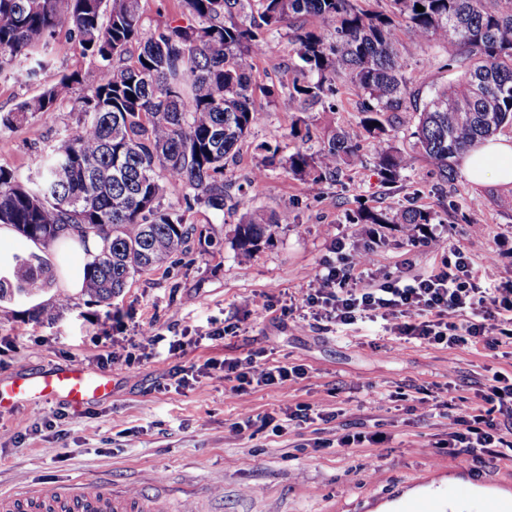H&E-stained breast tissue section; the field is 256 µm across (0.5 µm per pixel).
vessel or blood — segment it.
I'll use <instances>...</instances> for the list:
<instances>
[{
	"instance_id": "obj_1",
	"label": "vessel or blood",
	"mask_w": 512,
	"mask_h": 512,
	"mask_svg": "<svg viewBox=\"0 0 512 512\" xmlns=\"http://www.w3.org/2000/svg\"><path fill=\"white\" fill-rule=\"evenodd\" d=\"M111 391V375L65 366L0 381V409L62 398L78 411ZM0 512H169V506L158 496L131 500L105 488L92 490L77 483L65 487L52 483L42 486L34 496L15 494L1 498Z\"/></svg>"
}]
</instances>
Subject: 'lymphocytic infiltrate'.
Segmentation results:
<instances>
[{
  "instance_id": "f902f5d3",
  "label": "lymphocytic infiltrate",
  "mask_w": 512,
  "mask_h": 512,
  "mask_svg": "<svg viewBox=\"0 0 512 512\" xmlns=\"http://www.w3.org/2000/svg\"><path fill=\"white\" fill-rule=\"evenodd\" d=\"M336 249L335 262L312 276L301 302L284 306L282 315L306 310L334 326L391 319L399 337L428 344L512 345V281L493 289L481 287L472 275V260L462 249L443 257L438 270L414 277L388 275L376 288L361 285L371 266L367 253H347L341 242ZM222 369L233 374L240 392L302 373L301 368L263 362L253 354L224 362ZM487 400L489 410L449 425L448 454L458 462L470 463L480 453H512V440L504 436L512 429V385Z\"/></svg>"
}]
</instances>
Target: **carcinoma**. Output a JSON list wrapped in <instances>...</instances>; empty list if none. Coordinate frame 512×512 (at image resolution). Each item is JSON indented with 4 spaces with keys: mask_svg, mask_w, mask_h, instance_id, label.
I'll list each match as a JSON object with an SVG mask.
<instances>
[{
    "mask_svg": "<svg viewBox=\"0 0 512 512\" xmlns=\"http://www.w3.org/2000/svg\"><path fill=\"white\" fill-rule=\"evenodd\" d=\"M192 25L147 32L141 0H0V75L31 79L49 61L57 29L68 26L83 55L97 67L81 98L80 117L61 144L23 178L0 167V224L48 247L67 227L102 238L106 247L88 266L84 294L111 304L137 274L162 267L186 243L185 214L196 206L224 213L230 186L224 170L258 120L250 76L283 28L292 30V77L261 88L268 102L290 112L303 103L336 111V74L362 97L357 131L330 127L321 146H302L278 157L266 153L254 181L279 160L311 186L333 183L360 162L361 142H384L387 112L411 105L406 57L396 47L405 25L418 42L446 50V66L461 72L417 113L413 138L434 167L439 184L455 180V165L471 148L512 127V0H390L387 13H369L357 0H180ZM424 11L419 12L416 5ZM317 20L321 29L304 26ZM81 83L77 71L61 75L39 95L0 113V132L53 111ZM383 183L411 168L407 153L389 145L376 151ZM184 190L177 205L162 202L165 185ZM426 209L360 211L356 224L432 223ZM281 219L258 210L239 218L234 244L242 260L275 233ZM53 270L39 255L18 259L14 280H0V302L16 293L47 291ZM72 298L60 294L38 315L52 321Z\"/></svg>",
    "mask_w": 512,
    "mask_h": 512,
    "instance_id": "carcinoma-1",
    "label": "carcinoma"
}]
</instances>
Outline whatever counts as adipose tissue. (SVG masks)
<instances>
[{"instance_id":"obj_1","label":"adipose tissue","mask_w":512,"mask_h":512,"mask_svg":"<svg viewBox=\"0 0 512 512\" xmlns=\"http://www.w3.org/2000/svg\"><path fill=\"white\" fill-rule=\"evenodd\" d=\"M462 171L466 179L474 185L493 183L512 187V138H497L475 146L462 158ZM65 250L54 253V260L61 269L60 286L70 295L81 293L83 288V266L90 263L101 252L104 242L100 237L88 236L80 239L76 231L67 229L61 235ZM77 250L81 257L80 266H71L67 249Z\"/></svg>"}]
</instances>
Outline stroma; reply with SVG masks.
Masks as SVG:
<instances>
[{
    "label": "stroma",
    "mask_w": 512,
    "mask_h": 512,
    "mask_svg": "<svg viewBox=\"0 0 512 512\" xmlns=\"http://www.w3.org/2000/svg\"><path fill=\"white\" fill-rule=\"evenodd\" d=\"M398 40L417 102L457 83L459 72L446 67V54L434 42L415 43L404 28ZM47 52L50 66L37 81L0 76V112H7L62 74L82 75L72 98L54 112L0 134V167L23 176L35 173L75 125L78 99L96 78L95 63L67 30ZM290 58L288 40L275 39L256 62L254 82L288 78ZM336 86L335 111L317 105L300 115L313 135L329 125L350 129L361 117L360 98L347 79L337 76ZM257 106L260 119L226 170L235 185L261 162L258 143H279L287 153L297 146L289 131L300 116L262 97ZM416 122L414 112L404 113L394 131V145L414 160L391 185L374 167L377 146L370 140L361 144L363 164L317 190L270 167L249 196L253 207L282 222L250 261H240L233 246L236 217L200 207L186 215L195 227L186 249L162 268L136 275L111 306L78 295L55 321L45 322L22 296L1 302L0 379L77 364L111 374L113 388L81 412L63 400L0 411V496L79 480L132 497L165 495L171 512L191 504L198 512H377L407 489H427L457 474L444 447L448 424L485 408L480 393L494 378L512 382V346L404 342L391 339L379 321L328 327L279 310L302 298L309 276L335 260L340 239L347 250L371 251L378 275L405 268L428 273L458 247L472 257L481 285L512 279V215L495 207L496 186L472 185L460 173L437 190L431 165L415 154ZM409 204L432 212L437 240L431 246L414 243L397 224L353 221L363 208ZM265 292L273 295L274 309L254 306ZM145 326L156 338L139 363L127 366L124 357L140 344ZM182 334L197 343L179 355L169 344ZM111 350L118 354L112 361L106 358ZM259 351L271 363L302 368V375L239 393L211 368ZM182 366L193 368L194 378L179 389L174 376ZM287 403L312 405L323 417L275 436L260 418L279 415ZM357 432L385 440L337 450L339 436ZM467 476L469 485L449 484L446 496L464 502L466 512H492L477 489L512 490V456H480Z\"/></svg>",
    "instance_id": "1"
}]
</instances>
